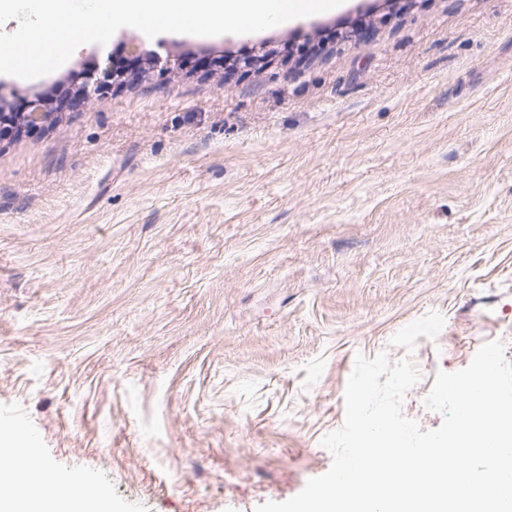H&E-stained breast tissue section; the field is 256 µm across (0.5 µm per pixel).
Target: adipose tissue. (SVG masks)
<instances>
[{
	"instance_id": "adipose-tissue-1",
	"label": "adipose tissue",
	"mask_w": 512,
	"mask_h": 512,
	"mask_svg": "<svg viewBox=\"0 0 512 512\" xmlns=\"http://www.w3.org/2000/svg\"><path fill=\"white\" fill-rule=\"evenodd\" d=\"M9 441L13 445L10 454L0 456V512H44L40 497L30 491L36 482L60 486L64 500L70 503L101 499V492L78 480L42 468L34 473L26 469L24 461L34 458L35 450L20 430H13Z\"/></svg>"
}]
</instances>
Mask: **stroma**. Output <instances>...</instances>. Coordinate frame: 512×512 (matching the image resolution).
<instances>
[{
    "label": "stroma",
    "instance_id": "35a3bbf8",
    "mask_svg": "<svg viewBox=\"0 0 512 512\" xmlns=\"http://www.w3.org/2000/svg\"><path fill=\"white\" fill-rule=\"evenodd\" d=\"M160 62L147 75L131 46ZM126 80L0 141V429L99 512H255L331 466L356 355L429 313L404 414L512 363V0H347L250 37L118 29L0 75L16 110ZM83 80L79 86L78 94L72 104L77 106L87 104L93 95H102L116 85L122 78L120 72L114 73L110 62L101 71H88L80 74Z\"/></svg>",
    "mask_w": 512,
    "mask_h": 512
}]
</instances>
